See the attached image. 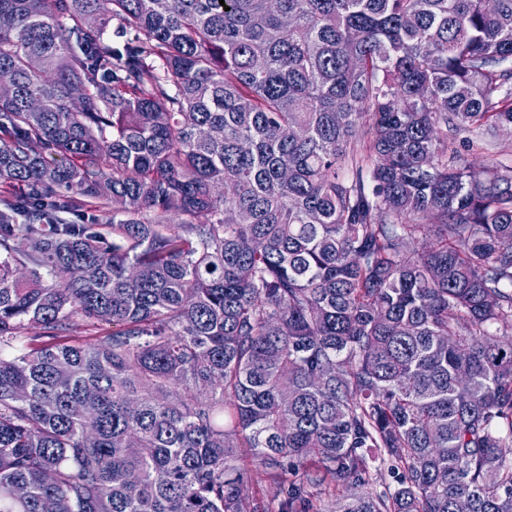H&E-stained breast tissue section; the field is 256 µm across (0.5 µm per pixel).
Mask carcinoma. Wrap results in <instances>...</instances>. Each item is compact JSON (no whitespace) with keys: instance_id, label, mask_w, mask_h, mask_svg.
Here are the masks:
<instances>
[{"instance_id":"obj_1","label":"carcinoma","mask_w":512,"mask_h":512,"mask_svg":"<svg viewBox=\"0 0 512 512\" xmlns=\"http://www.w3.org/2000/svg\"><path fill=\"white\" fill-rule=\"evenodd\" d=\"M224 2L0 0V512H512V0ZM474 136L471 133H462L455 139L452 148L457 150L462 160L476 168L482 167L487 164L489 157L495 155V157L506 163H512V131L503 130L497 137V145H484L482 143L469 142ZM298 475L290 472L283 474L281 478L276 481L263 480L259 484L249 483L245 492L250 497L256 496L263 501L268 512L282 511L283 502L285 500V490L288 484L298 480Z\"/></svg>"}]
</instances>
